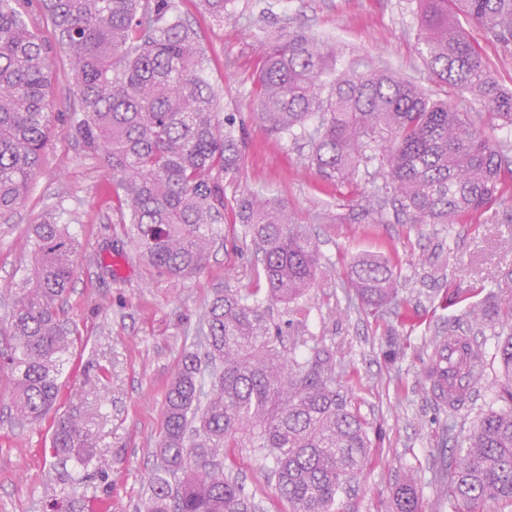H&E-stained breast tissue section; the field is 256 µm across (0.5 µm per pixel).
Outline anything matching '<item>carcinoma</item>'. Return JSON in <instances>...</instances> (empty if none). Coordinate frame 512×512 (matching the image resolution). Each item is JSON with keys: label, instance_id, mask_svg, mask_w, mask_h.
<instances>
[{"label": "carcinoma", "instance_id": "1", "mask_svg": "<svg viewBox=\"0 0 512 512\" xmlns=\"http://www.w3.org/2000/svg\"><path fill=\"white\" fill-rule=\"evenodd\" d=\"M32 2L69 63L71 131L112 177L136 252L173 278L200 273L224 213V180L242 164V141L235 118L221 116L206 57L174 0H0V215L26 198L56 121L46 44L19 10ZM419 2L417 54L437 83L471 93L479 110L460 112L385 69L340 74L335 44L283 28L255 77L256 116L271 134L306 141L322 180L382 179L368 199L375 220L384 221L390 205L412 224H463L489 208L512 175V146L484 134L496 120L512 126V90L493 79L458 17L512 52V0ZM314 115L319 122L310 127ZM236 216L261 255L263 286L219 295L206 309L204 357L186 353L167 385L164 433L138 512H258L231 476V448H251L269 463L287 512H334L368 458L365 422L340 394L328 359L301 362L270 344L264 305L306 295L319 265L315 244L283 205L259 193L243 195ZM31 246L32 268L0 330L10 341L0 371L17 420L36 424L58 401L73 344L58 301L76 273L77 246L54 217L32 226ZM350 283L364 305L398 304L387 259L358 258ZM468 322L481 332L511 329L496 348L504 406L478 414L450 461L447 494L469 510L488 499L512 505V299L488 295ZM484 360L468 336L435 338L421 375L436 405L459 411L484 377ZM51 448L63 483L105 475L77 418L57 420ZM65 501L66 512L103 505L86 493ZM393 512H420L413 477L395 486Z\"/></svg>", "mask_w": 512, "mask_h": 512}]
</instances>
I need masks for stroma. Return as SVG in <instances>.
I'll list each match as a JSON object with an SVG mask.
<instances>
[{
  "label": "stroma",
  "instance_id": "1",
  "mask_svg": "<svg viewBox=\"0 0 512 512\" xmlns=\"http://www.w3.org/2000/svg\"><path fill=\"white\" fill-rule=\"evenodd\" d=\"M175 3L208 58L206 77L223 113L235 116L245 142L239 173L224 183L228 205L207 267L174 279L138 259L111 177L70 132L75 101L66 61L55 49L47 100L57 121L26 200L0 218V326L30 265L31 225L61 215L77 240L78 264L61 316L77 338L52 415L80 418L105 455L108 472L95 483L108 512H136L163 436L166 386L194 348L201 315L217 294L256 285L257 254L234 201L248 192L269 194L288 207L320 254L304 298L269 304L271 341L290 355L294 336H314L303 357L329 358L372 440L364 470L337 497L338 512H392L394 486L409 471L422 512H454L439 476L473 420L494 402L488 385L499 375L498 338L489 331L479 336L483 382L456 417L438 409L421 370L434 338L466 334L469 306L512 274V193L464 224H410L391 213L379 223L362 213L372 181L326 184L309 165L305 142L270 135L255 115L257 69L273 35L289 26L333 39L342 72L386 68L434 89L414 49L418 0H230L220 21L202 13L197 0ZM463 30L480 45L495 79L512 90V54L474 24ZM362 254L390 259L399 307L377 312L348 295L353 261ZM391 336L400 337L399 349H390ZM50 437L49 423L15 422L9 384L0 377V512H53L64 491ZM233 471L262 512H284L251 449H235Z\"/></svg>",
  "mask_w": 512,
  "mask_h": 512
}]
</instances>
